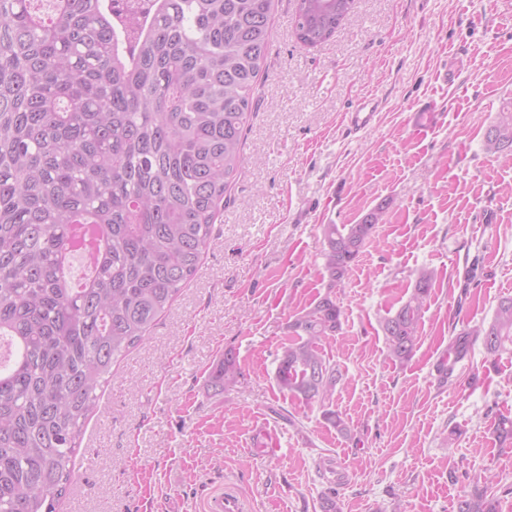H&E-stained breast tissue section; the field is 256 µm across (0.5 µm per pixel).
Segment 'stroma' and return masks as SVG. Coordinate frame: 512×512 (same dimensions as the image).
Instances as JSON below:
<instances>
[{
  "instance_id": "35a3bbf8",
  "label": "stroma",
  "mask_w": 512,
  "mask_h": 512,
  "mask_svg": "<svg viewBox=\"0 0 512 512\" xmlns=\"http://www.w3.org/2000/svg\"><path fill=\"white\" fill-rule=\"evenodd\" d=\"M296 8L274 2L246 162L210 246L149 339L113 365L56 512H202L229 482L247 512H322L331 486L343 512H454L482 490L512 512V444L489 431L512 414V354L475 347L453 387L434 371L450 336L512 296V166L484 146L512 101V0H355L316 47L296 39ZM363 99L378 111L349 133ZM428 99L441 112L423 129L412 116ZM379 206L384 224L336 291L342 330L327 350L345 439L275 375L290 323L327 291L322 225ZM424 269L430 306L400 365L380 320ZM229 347L241 376L221 392L209 376Z\"/></svg>"
}]
</instances>
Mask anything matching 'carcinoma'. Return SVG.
I'll list each match as a JSON object with an SVG mask.
<instances>
[{"instance_id":"cac0c4a2","label":"carcinoma","mask_w":512,"mask_h":512,"mask_svg":"<svg viewBox=\"0 0 512 512\" xmlns=\"http://www.w3.org/2000/svg\"><path fill=\"white\" fill-rule=\"evenodd\" d=\"M274 0H0V512H56L74 479L71 458L112 365L146 341L195 275L224 197L244 163ZM298 0L297 39L336 31V4ZM485 148L512 162V102L487 127ZM383 223L324 224L328 291L289 325L279 388L332 401L342 379L324 343L342 329L333 289L352 275ZM97 240L95 274L74 285L73 226ZM435 272L381 320L388 357L415 353ZM512 352V297L491 321L466 325L436 361L439 386L476 345ZM241 375L234 349L211 376L226 391ZM323 419L343 437L342 413ZM493 434L512 440V418ZM456 512H497L483 493Z\"/></svg>"}]
</instances>
